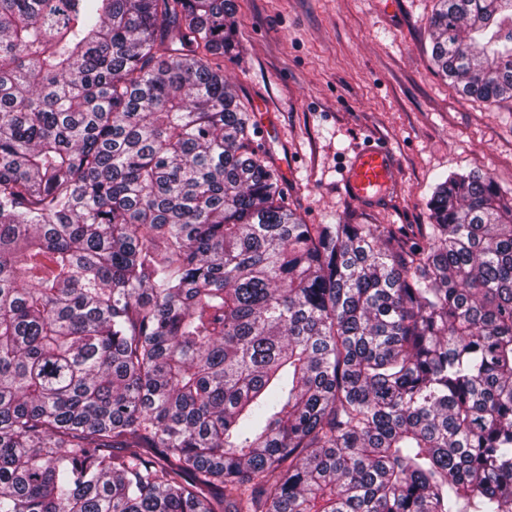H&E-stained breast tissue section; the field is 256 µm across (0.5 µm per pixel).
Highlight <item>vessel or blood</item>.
<instances>
[{
  "label": "vessel or blood",
  "instance_id": "vessel-or-blood-1",
  "mask_svg": "<svg viewBox=\"0 0 512 512\" xmlns=\"http://www.w3.org/2000/svg\"><path fill=\"white\" fill-rule=\"evenodd\" d=\"M396 163L383 144H367L345 168V187L349 194L364 202L383 199L394 179Z\"/></svg>",
  "mask_w": 512,
  "mask_h": 512
}]
</instances>
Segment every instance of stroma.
<instances>
[{"instance_id":"1","label":"stroma","mask_w":512,"mask_h":512,"mask_svg":"<svg viewBox=\"0 0 512 512\" xmlns=\"http://www.w3.org/2000/svg\"><path fill=\"white\" fill-rule=\"evenodd\" d=\"M234 3L238 53L224 77L306 223H428L432 188L452 172L487 171L512 192V100L465 98L435 73V0ZM371 140L397 164L377 207L341 185L346 157Z\"/></svg>"}]
</instances>
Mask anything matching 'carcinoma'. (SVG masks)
<instances>
[{"mask_svg":"<svg viewBox=\"0 0 512 512\" xmlns=\"http://www.w3.org/2000/svg\"><path fill=\"white\" fill-rule=\"evenodd\" d=\"M234 0H0V512H512V196L306 224ZM512 99V0H435Z\"/></svg>","mask_w":512,"mask_h":512,"instance_id":"obj_1","label":"carcinoma"}]
</instances>
